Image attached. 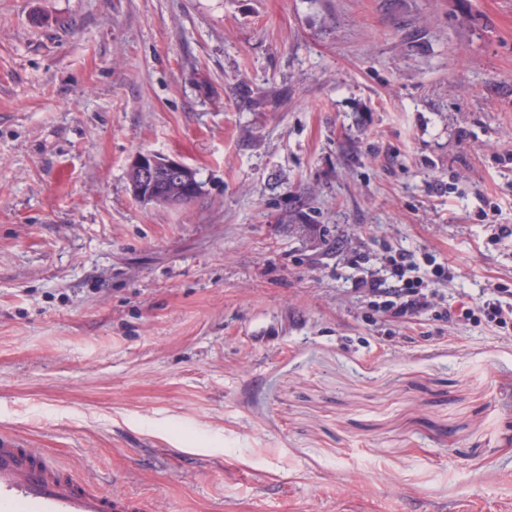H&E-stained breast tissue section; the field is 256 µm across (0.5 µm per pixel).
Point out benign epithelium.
Here are the masks:
<instances>
[{
	"mask_svg": "<svg viewBox=\"0 0 512 512\" xmlns=\"http://www.w3.org/2000/svg\"><path fill=\"white\" fill-rule=\"evenodd\" d=\"M132 172L136 197L144 202L173 201L176 195L169 192V185L184 183L183 189L197 193V184L191 180L186 165L176 159L154 152H138L128 165Z\"/></svg>",
	"mask_w": 512,
	"mask_h": 512,
	"instance_id": "benign-epithelium-1",
	"label": "benign epithelium"
}]
</instances>
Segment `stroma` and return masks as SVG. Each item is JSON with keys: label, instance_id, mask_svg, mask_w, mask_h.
Masks as SVG:
<instances>
[{"label": "stroma", "instance_id": "35a3bbf8", "mask_svg": "<svg viewBox=\"0 0 512 512\" xmlns=\"http://www.w3.org/2000/svg\"><path fill=\"white\" fill-rule=\"evenodd\" d=\"M509 152L512 0H0V436L149 512H512V336L356 287L512 289ZM132 172L136 197L145 203H157L158 200L174 201L175 194L169 191V185L183 182L189 193H197V184L191 180L186 165L176 159L154 152H138L128 165ZM419 266L413 254L398 252L386 261V278L361 279L356 287L370 295L372 309L391 321L407 322L434 309L435 285L448 279V269L443 266L430 269L426 277L418 276ZM391 279L396 283L386 288Z\"/></svg>", "mask_w": 512, "mask_h": 512}]
</instances>
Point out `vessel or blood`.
Returning <instances> with one entry per match:
<instances>
[{
    "mask_svg": "<svg viewBox=\"0 0 512 512\" xmlns=\"http://www.w3.org/2000/svg\"><path fill=\"white\" fill-rule=\"evenodd\" d=\"M145 499L49 467L40 451L0 437V512H147Z\"/></svg>",
    "mask_w": 512,
    "mask_h": 512,
    "instance_id": "obj_1",
    "label": "vessel or blood"
}]
</instances>
